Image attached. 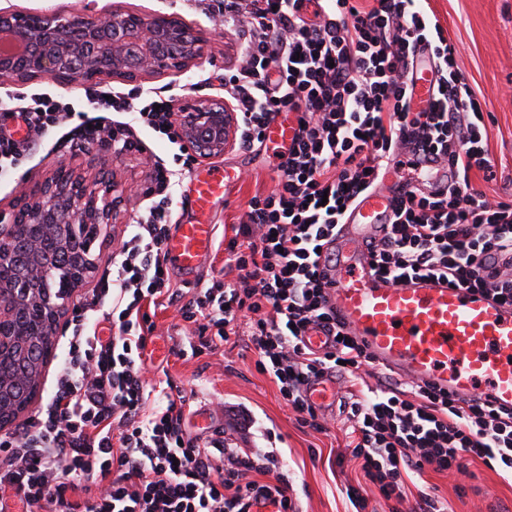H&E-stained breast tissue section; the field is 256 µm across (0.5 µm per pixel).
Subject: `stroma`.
Wrapping results in <instances>:
<instances>
[{
	"label": "stroma",
	"instance_id": "obj_1",
	"mask_svg": "<svg viewBox=\"0 0 512 512\" xmlns=\"http://www.w3.org/2000/svg\"><path fill=\"white\" fill-rule=\"evenodd\" d=\"M432 9L455 47L459 69L476 92L484 112L489 113L488 153L496 178H472V185L490 198H512V0H429ZM216 0H0V11L93 16L116 8L142 14L155 12L178 17L188 25L204 30L208 43L202 59L187 72L166 71L138 83L109 76L99 79L95 88L105 92L152 91L165 96L176 94V106L192 107L202 101L223 97L221 79L225 67L234 64L240 40L225 31ZM44 93L61 102L78 105L85 98L81 85L63 86L49 79L28 83L0 81V110L13 107L14 97ZM70 128L62 126L38 141L20 164L14 179L0 180V212L10 213L21 191L43 182L58 161L66 160L85 171L83 151L71 148ZM136 135L147 149L110 155L105 170L135 185L137 194L126 196L118 223L107 225L106 238L96 243V271L109 263L115 241L121 240L128 225L144 214L155 195L151 172L156 164L176 169L178 145L153 131L140 128ZM274 144L261 152L234 149L225 151L215 162H198V170L216 164L226 168L232 179L224 199L211 209L209 219L216 226V238H223L241 215L248 200L258 192L274 188L277 174ZM180 300L160 299L146 312L155 329L147 350L154 364L164 367L171 382L192 404L185 426L203 438L223 435L231 447L276 451L292 486L300 512H354L346 496L347 486L364 484L358 465L346 448V414L329 411L327 429L317 432L299 426L296 415L282 399L269 374L258 372L257 354L246 329L212 353L182 354L180 329L194 331L179 312ZM472 479L451 473L425 470L418 487L435 486L448 502V512H512V480L479 462H471ZM371 512H388L379 491L364 484Z\"/></svg>",
	"mask_w": 512,
	"mask_h": 512
}]
</instances>
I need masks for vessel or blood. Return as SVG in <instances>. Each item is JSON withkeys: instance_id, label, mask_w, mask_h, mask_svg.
I'll return each mask as SVG.
<instances>
[{"instance_id": "b4317fda", "label": "vessel or blood", "mask_w": 512, "mask_h": 512, "mask_svg": "<svg viewBox=\"0 0 512 512\" xmlns=\"http://www.w3.org/2000/svg\"><path fill=\"white\" fill-rule=\"evenodd\" d=\"M297 123L276 117L267 139L290 142ZM226 171L195 175L190 205L207 214L224 194ZM403 185L390 170L381 185L351 207L332 245L336 264L325 293L345 333L370 355L375 368L414 384H430L493 406L512 408V305L465 288L449 287L435 276H413L392 283L374 275L365 243L383 236L393 219L392 201ZM215 227L179 224L167 244V261L183 279H197L212 250ZM308 399L325 409L336 404V380H312Z\"/></svg>"}]
</instances>
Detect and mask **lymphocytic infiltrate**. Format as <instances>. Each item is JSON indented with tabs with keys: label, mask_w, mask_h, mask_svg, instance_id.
I'll use <instances>...</instances> for the list:
<instances>
[{
	"label": "lymphocytic infiltrate",
	"mask_w": 512,
	"mask_h": 512,
	"mask_svg": "<svg viewBox=\"0 0 512 512\" xmlns=\"http://www.w3.org/2000/svg\"><path fill=\"white\" fill-rule=\"evenodd\" d=\"M224 27L242 41L224 71L237 150L262 147L283 112L295 114L298 131L277 153L275 187L251 198L224 242L232 279L194 288L181 307L201 334L192 355L218 349L246 320L256 368L316 431L326 422L306 385L329 373L344 379L350 455L389 512H402L409 474L427 468L463 474L471 459L511 475L512 409L421 385L365 392L371 361L328 308L319 265L344 208L390 166L414 170L434 160L448 169L447 185L395 198L391 224L368 246L375 270L396 283L438 276L512 304V200L472 186L473 174L494 176L489 127L428 0H224ZM420 49L435 63L424 106L413 98ZM86 100L106 118L77 124V148L106 138L116 152L141 150L138 125L177 139L173 97ZM72 114L49 98L1 112L0 174L17 170ZM173 176L155 166L156 200L72 308L52 394L20 433L0 436V512H252L259 504L299 512L276 455L188 433L189 398L147 379L152 328L142 308L172 288L164 249ZM104 324L113 335L100 334ZM313 329L334 336L333 348L308 347L303 338Z\"/></svg>",
	"instance_id": "obj_1"
}]
</instances>
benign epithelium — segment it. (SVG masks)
Listing matches in <instances>:
<instances>
[{
    "mask_svg": "<svg viewBox=\"0 0 512 512\" xmlns=\"http://www.w3.org/2000/svg\"><path fill=\"white\" fill-rule=\"evenodd\" d=\"M0 79L48 78L71 86L108 75L138 82L167 70L183 71L204 54L205 39L165 14L114 10L96 16L0 12ZM178 139L199 160L235 146L237 117L228 101L208 102L176 115ZM125 190L104 175L89 181L62 163L43 183L24 190L9 221L0 213V267L22 259L14 277L0 278V354L18 350L32 370L8 382L15 405L0 409L11 424L35 398L55 357L61 318L76 289L91 276V252L105 224H114ZM56 275L57 286L45 287Z\"/></svg>",
    "mask_w": 512,
    "mask_h": 512,
    "instance_id": "benign-epithelium-1",
    "label": "benign epithelium"
}]
</instances>
